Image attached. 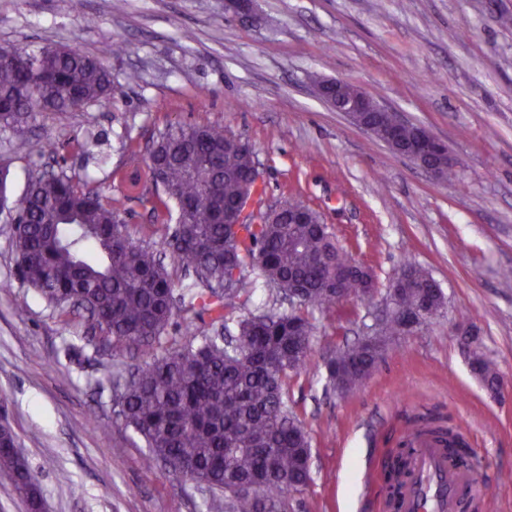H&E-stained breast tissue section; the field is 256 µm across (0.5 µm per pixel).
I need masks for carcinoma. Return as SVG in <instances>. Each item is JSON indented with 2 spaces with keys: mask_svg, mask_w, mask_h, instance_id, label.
I'll return each mask as SVG.
<instances>
[{
  "mask_svg": "<svg viewBox=\"0 0 512 512\" xmlns=\"http://www.w3.org/2000/svg\"><path fill=\"white\" fill-rule=\"evenodd\" d=\"M98 57L59 46L28 50L0 48V129L27 142L23 128L41 111H67L77 99L90 103L112 93V73ZM221 125L168 126L153 142L144 163L130 154L124 175L128 190L146 178L163 194L144 197L154 217L188 214L175 228L164 226L172 257L192 271L194 282L174 297V285L157 250L134 240L119 210L95 191L82 188L64 172L31 179L25 193L9 201L7 171L0 167V209H8L18 265L24 280L53 309L87 314V330L110 351H153L177 310L200 308L212 320L237 324L224 343L217 336H190L182 345L151 354L129 373H111L115 413L145 443L146 468L165 463L169 472L188 476L210 491L224 493L226 512H259L256 497L241 492L256 485L281 512L283 497L311 481V444L298 418L288 410L284 386L308 371L314 326L309 311L336 304V287L362 296L373 288L362 269H348L352 257L322 224L244 223L229 237L224 205L240 196L241 177L253 165L247 152L224 149ZM258 271L265 284L286 297L288 283L302 285L298 306L234 319L246 305ZM398 305L440 314L446 298L425 270L405 266ZM403 333L395 318L382 320L372 335L330 351L327 378L350 391L373 370L390 340ZM473 373L494 388L500 379L482 352H470ZM421 430L443 440L465 459L462 437L432 421ZM15 488L39 512L36 482L15 471Z\"/></svg>",
  "mask_w": 512,
  "mask_h": 512,
  "instance_id": "1",
  "label": "carcinoma"
}]
</instances>
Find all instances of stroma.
<instances>
[{"label":"stroma","instance_id":"1","mask_svg":"<svg viewBox=\"0 0 512 512\" xmlns=\"http://www.w3.org/2000/svg\"><path fill=\"white\" fill-rule=\"evenodd\" d=\"M57 44L92 56L120 45L107 60L113 91L79 112L38 114L29 150L0 131L11 198L32 174L65 171L118 202L132 238L165 251L149 205L122 181L129 152L146 153L171 124L217 123L259 162L266 193L248 213L299 195L375 274L372 297L312 313L310 369L285 394L311 439L312 481L282 512H376L383 482L369 475L418 413L461 428L495 512H512V0H251L245 14L224 0H0V47ZM336 78L447 141L456 179H431L327 105L314 84ZM91 133L97 160L78 148ZM407 263L439 283L446 309L396 336L360 386L336 391L324 357L366 336ZM462 310L499 393L470 370ZM84 335L82 319L22 280L0 212V421L44 512H224L222 493L143 466L144 442L116 418Z\"/></svg>","mask_w":512,"mask_h":512}]
</instances>
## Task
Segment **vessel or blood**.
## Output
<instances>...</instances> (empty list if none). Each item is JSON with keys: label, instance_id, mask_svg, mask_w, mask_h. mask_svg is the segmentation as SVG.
<instances>
[{"label": "vessel or blood", "instance_id": "vessel-or-blood-1", "mask_svg": "<svg viewBox=\"0 0 512 512\" xmlns=\"http://www.w3.org/2000/svg\"><path fill=\"white\" fill-rule=\"evenodd\" d=\"M409 442L412 452L397 497L385 502L384 512H457L461 498L478 491L476 481L440 441L413 435Z\"/></svg>", "mask_w": 512, "mask_h": 512}]
</instances>
